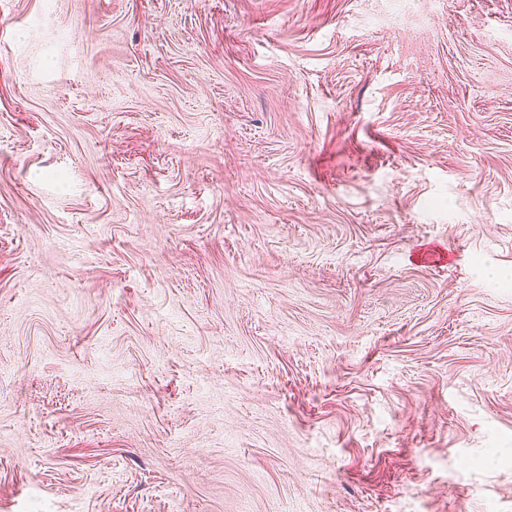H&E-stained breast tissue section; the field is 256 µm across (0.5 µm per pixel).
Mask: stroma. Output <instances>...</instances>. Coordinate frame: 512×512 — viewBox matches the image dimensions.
<instances>
[{"label": "stroma", "instance_id": "1", "mask_svg": "<svg viewBox=\"0 0 512 512\" xmlns=\"http://www.w3.org/2000/svg\"><path fill=\"white\" fill-rule=\"evenodd\" d=\"M0 512H512V0H0Z\"/></svg>", "mask_w": 512, "mask_h": 512}]
</instances>
